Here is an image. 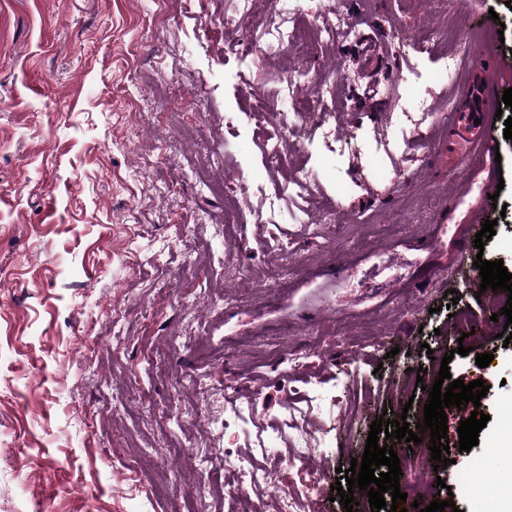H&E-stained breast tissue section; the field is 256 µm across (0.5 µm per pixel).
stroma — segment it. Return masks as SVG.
Masks as SVG:
<instances>
[{
	"mask_svg": "<svg viewBox=\"0 0 512 512\" xmlns=\"http://www.w3.org/2000/svg\"><path fill=\"white\" fill-rule=\"evenodd\" d=\"M300 6L298 33L335 11L356 38L308 40L297 65L285 50L272 60L235 52L243 35L225 20L237 0H0V512H184L196 485L249 451L250 424L225 423L212 400L223 390L240 405L258 401L277 484L295 491L300 512H344L331 498L337 468L362 458L373 421L414 423L444 364L452 378L488 386L489 421L463 452L457 428L471 410L447 408L452 462L439 475L457 512H491L492 490L512 475L500 406L512 400V345L473 278L479 256L512 272V139L503 136L512 107L502 101L512 8ZM491 10L503 40L477 43L454 82H438L440 51L419 39L481 27ZM397 36L399 56L388 50ZM365 38L380 46L369 59ZM480 63L501 66L489 92L499 155L452 156L448 119L417 128L407 112L457 99ZM300 66L343 75L335 135L302 137L274 171L266 143L279 115L256 121L240 90L275 97L278 77ZM402 69L418 78L397 100L386 87ZM301 168L316 174L315 191L286 196ZM497 175L504 187L486 201L479 187ZM323 200L334 223L322 221ZM482 211L497 225L479 250ZM395 223L400 236L374 235L373 225ZM276 264L280 282L264 285L259 272ZM451 292L474 335L461 337L443 310ZM460 345L494 359L478 367ZM421 366L432 372L413 402L391 392L368 402L377 378ZM309 388L341 414L314 417L321 442L292 466L280 419Z\"/></svg>",
	"mask_w": 512,
	"mask_h": 512,
	"instance_id": "1",
	"label": "stroma"
}]
</instances>
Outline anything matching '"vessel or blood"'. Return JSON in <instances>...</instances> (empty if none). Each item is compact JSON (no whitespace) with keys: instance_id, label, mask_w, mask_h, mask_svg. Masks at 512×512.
Here are the masks:
<instances>
[{"instance_id":"b4317fda","label":"vessel or blood","mask_w":512,"mask_h":512,"mask_svg":"<svg viewBox=\"0 0 512 512\" xmlns=\"http://www.w3.org/2000/svg\"><path fill=\"white\" fill-rule=\"evenodd\" d=\"M499 75L497 67L484 65L476 68L473 85L456 108V139L459 144L482 147L491 151V123L487 108V91Z\"/></svg>"}]
</instances>
